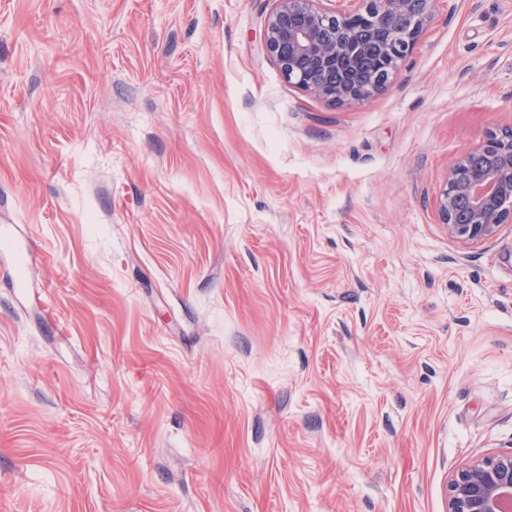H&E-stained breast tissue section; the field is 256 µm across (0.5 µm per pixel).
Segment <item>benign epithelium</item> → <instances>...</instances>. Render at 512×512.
Returning <instances> with one entry per match:
<instances>
[{
  "label": "benign epithelium",
  "mask_w": 512,
  "mask_h": 512,
  "mask_svg": "<svg viewBox=\"0 0 512 512\" xmlns=\"http://www.w3.org/2000/svg\"><path fill=\"white\" fill-rule=\"evenodd\" d=\"M320 0H275L265 50L285 81L334 105L382 92L413 52L434 0H358L327 11ZM441 223L478 242L512 223V138L488 135L448 167L435 201ZM447 512H512V454L484 456L453 474Z\"/></svg>",
  "instance_id": "7a95c632"
}]
</instances>
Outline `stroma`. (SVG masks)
I'll use <instances>...</instances> for the list:
<instances>
[{
  "label": "stroma",
  "mask_w": 512,
  "mask_h": 512,
  "mask_svg": "<svg viewBox=\"0 0 512 512\" xmlns=\"http://www.w3.org/2000/svg\"><path fill=\"white\" fill-rule=\"evenodd\" d=\"M274 0H0V512H446L512 453V0H436L382 93L266 53ZM435 208L448 234L464 243L489 239L501 224H511L512 138L490 134L459 155L448 167Z\"/></svg>",
  "instance_id": "stroma-1"
}]
</instances>
